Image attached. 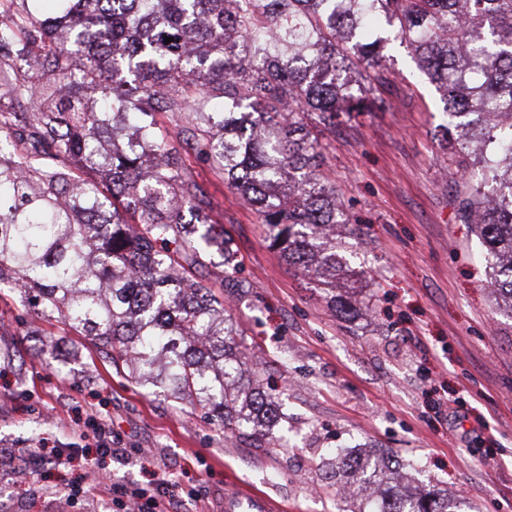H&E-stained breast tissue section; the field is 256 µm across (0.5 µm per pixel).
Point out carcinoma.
<instances>
[{"instance_id": "1", "label": "carcinoma", "mask_w": 512, "mask_h": 512, "mask_svg": "<svg viewBox=\"0 0 512 512\" xmlns=\"http://www.w3.org/2000/svg\"><path fill=\"white\" fill-rule=\"evenodd\" d=\"M28 2L0 0V294L118 353L132 381L195 399L226 436L287 420L204 283L215 253L237 269L187 161L224 177L288 265L336 287L358 236L320 136L386 102V29L441 92L458 217L512 314V0ZM369 471L389 487L371 512H448L367 458L340 460L336 493L358 496Z\"/></svg>"}]
</instances>
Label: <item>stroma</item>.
<instances>
[{"instance_id": "obj_1", "label": "stroma", "mask_w": 512, "mask_h": 512, "mask_svg": "<svg viewBox=\"0 0 512 512\" xmlns=\"http://www.w3.org/2000/svg\"><path fill=\"white\" fill-rule=\"evenodd\" d=\"M397 86L383 107L325 141L341 202L362 250L346 255L335 289L282 261L254 211L203 163L211 218L232 238L238 271L207 265L209 286L244 333L264 381L283 392L286 422L266 437L225 436L203 410L131 381L87 341L0 297V439L31 449L27 479L0 470L13 512H112V486L169 470L221 512L225 492L256 489L280 512H354L334 484L341 451L398 460L408 479L447 493L456 512H512V314L501 311L476 259L479 240L456 222L461 189L433 137L439 94L405 45L389 42ZM352 294L369 312L348 321L330 302ZM106 419L126 453L103 455L79 433ZM69 448L70 465H45ZM74 489L75 503L63 492Z\"/></svg>"}]
</instances>
